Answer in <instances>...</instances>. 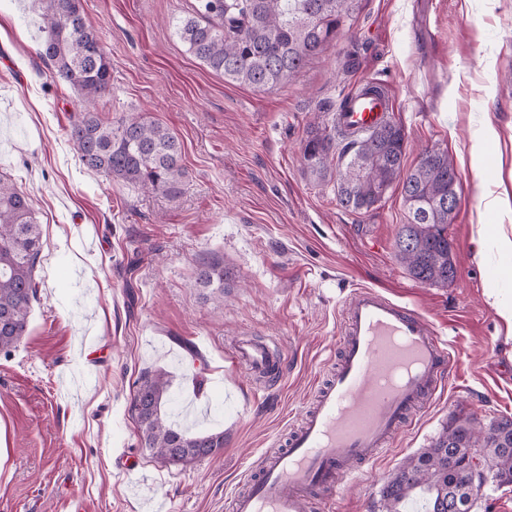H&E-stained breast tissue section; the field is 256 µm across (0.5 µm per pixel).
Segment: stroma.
Returning <instances> with one entry per match:
<instances>
[{
    "instance_id": "obj_1",
    "label": "stroma",
    "mask_w": 512,
    "mask_h": 512,
    "mask_svg": "<svg viewBox=\"0 0 512 512\" xmlns=\"http://www.w3.org/2000/svg\"><path fill=\"white\" fill-rule=\"evenodd\" d=\"M193 2L82 0L112 64L99 115H143L181 144L184 192L171 199L81 164L77 96L37 55L27 0H0V173L30 195L42 233L27 334L0 353V512H229L335 366L358 286L417 310L455 363L444 395L362 465L337 512H384L385 481L452 416H512L500 372L512 339L487 301L512 297V257L479 236L493 224L512 238V0H361L320 57L270 89L227 82L187 52L174 21ZM365 83L389 93L406 167L426 149L454 160L448 284H419L397 259L399 187L359 214L304 171L310 123L332 126ZM211 261L230 272L220 298L196 285ZM244 333L276 337L280 379L229 366ZM147 372L168 379L170 417L185 398L210 402L199 428L223 431L220 453L182 467L143 447L132 399Z\"/></svg>"
}]
</instances>
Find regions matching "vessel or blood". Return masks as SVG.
Listing matches in <instances>:
<instances>
[{
    "label": "vessel or blood",
    "mask_w": 512,
    "mask_h": 512,
    "mask_svg": "<svg viewBox=\"0 0 512 512\" xmlns=\"http://www.w3.org/2000/svg\"><path fill=\"white\" fill-rule=\"evenodd\" d=\"M391 109L382 90L351 94L334 112L337 129L364 133ZM340 358L299 418L286 450L262 460L260 474L231 498V512H314L313 490L342 491L356 466L379 457L413 415L444 391L453 357L447 342L416 310L361 286L343 301ZM227 357L248 375L271 382L283 359L268 343L236 338Z\"/></svg>",
    "instance_id": "obj_1"
}]
</instances>
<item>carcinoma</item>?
Listing matches in <instances>:
<instances>
[{
  "label": "carcinoma",
  "instance_id": "obj_1",
  "mask_svg": "<svg viewBox=\"0 0 512 512\" xmlns=\"http://www.w3.org/2000/svg\"><path fill=\"white\" fill-rule=\"evenodd\" d=\"M39 19L38 54L51 77L79 96L70 137L84 167L110 180L175 199L183 193L182 149L169 129L143 116L117 123L94 112L112 93V71L104 51L92 50L99 32L87 22L81 0H28ZM360 0H195L175 20L187 52L224 79L254 88L291 80L336 39ZM402 126L388 120L336 149V129L319 125L302 146L305 172L333 183L346 210L368 212L394 184L408 210L395 240L397 259L417 282L445 285L456 274L448 242V188L456 168L447 152L431 150L407 170ZM337 164H331V160ZM42 246L40 225L28 197L0 177V351L10 352L26 336L35 296L34 267ZM224 266L205 263L196 283L224 293ZM168 381L146 373L137 383L132 408L145 448L172 465L186 466L218 454L224 432L196 433L174 426L164 410ZM472 448L482 449L483 468L498 485L512 484V417L484 427L454 416L426 448L407 457L380 491L385 512H403L420 502L424 512H472L478 493L464 465Z\"/></svg>",
  "mask_w": 512,
  "mask_h": 512
}]
</instances>
